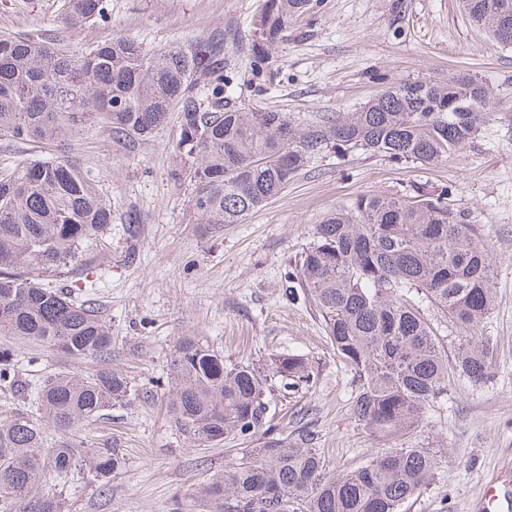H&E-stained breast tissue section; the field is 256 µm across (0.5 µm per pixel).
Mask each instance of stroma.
Listing matches in <instances>:
<instances>
[{
	"mask_svg": "<svg viewBox=\"0 0 512 512\" xmlns=\"http://www.w3.org/2000/svg\"><path fill=\"white\" fill-rule=\"evenodd\" d=\"M64 0H0V31L34 36L56 27ZM264 0H106L111 20L67 33L72 50L120 30L154 52L220 35L224 93L255 112H284L304 126L321 116L360 110L376 93L405 80L476 76L495 106L460 152L421 168L368 153L326 151L311 159L278 197L242 223L209 230L197 214L173 150L177 116L145 141L113 139L91 125L71 153L94 176L112 206L109 230L85 242L68 281H93L112 331V365L140 396L118 404L69 440L78 452L118 448L125 467L108 486L92 478H51L63 512H199L197 492L223 475L236 449L193 443L167 412L165 384L174 346L197 336L225 358L265 365L272 354L308 361L315 385L278 403L275 432L308 441L331 468L362 463L379 442L355 419L356 382L335 354L320 313L286 291L294 257L323 217L361 194L394 196L415 183L448 187L469 213L494 268L495 303L483 327L495 353L489 379L455 383L426 414L416 439L433 448L435 481L403 512H479L485 482L502 474L501 512H512V46L495 41L466 17L459 0H313L286 37L269 46L254 72L252 19ZM19 376L38 383L59 371L89 370L90 361L35 347Z\"/></svg>",
	"mask_w": 512,
	"mask_h": 512,
	"instance_id": "35a3bbf8",
	"label": "stroma"
}]
</instances>
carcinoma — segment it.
<instances>
[{
	"label": "carcinoma",
	"instance_id": "obj_1",
	"mask_svg": "<svg viewBox=\"0 0 512 512\" xmlns=\"http://www.w3.org/2000/svg\"><path fill=\"white\" fill-rule=\"evenodd\" d=\"M310 2L265 0L253 21L255 70L266 61L259 44L282 40ZM463 6L472 23L512 45V0ZM108 19L105 0H64L60 23L77 30ZM494 104L491 90L469 74L407 80L356 112L301 128L285 112H253L225 99L221 38L151 53L117 32L76 54L56 38L0 34V141L60 146L92 123L116 140L144 141L178 112L180 175L215 230L262 208L326 150L434 165L475 138ZM110 224V204L72 156L21 158L0 171V335L95 362L33 387L18 379V352L0 350V389L35 405L33 413L17 409L0 419V512H60L41 485L47 469H86L106 486L125 466L118 448L80 457L63 442L42 454L46 428L66 434L135 395L109 362L112 333L92 300L78 303L43 278L64 273L81 244ZM294 266L291 288L315 305L337 356L354 370L352 413L383 449L336 473L316 448L268 440L200 488L202 512H401L437 471L432 449L411 434L452 382L477 385L489 376L493 339L478 335L494 306L488 250L469 214L448 203V191L414 184L404 195H361L331 212L313 226ZM420 295L465 334L455 362L412 304ZM275 378L293 388L314 382L299 354H274L260 368L184 336L168 372L169 413L199 445L268 434Z\"/></svg>",
	"mask_w": 512,
	"mask_h": 512
}]
</instances>
